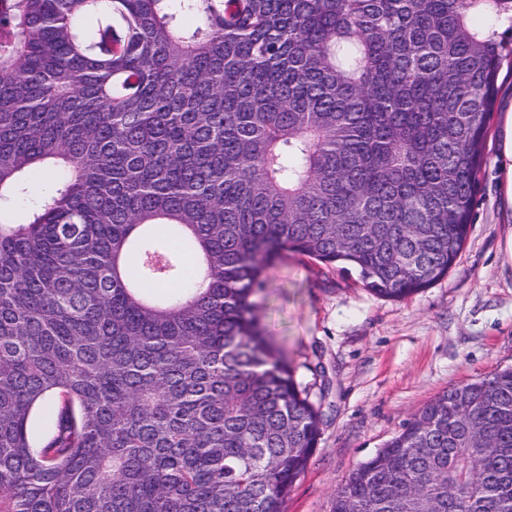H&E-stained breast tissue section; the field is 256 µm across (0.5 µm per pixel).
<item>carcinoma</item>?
I'll list each match as a JSON object with an SVG mask.
<instances>
[{
    "instance_id": "carcinoma-1",
    "label": "carcinoma",
    "mask_w": 512,
    "mask_h": 512,
    "mask_svg": "<svg viewBox=\"0 0 512 512\" xmlns=\"http://www.w3.org/2000/svg\"><path fill=\"white\" fill-rule=\"evenodd\" d=\"M505 21L512 0H0V512H281L322 414L258 329L262 268L344 262L392 300L448 274ZM331 512H512V367L418 409Z\"/></svg>"
}]
</instances>
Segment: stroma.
I'll return each mask as SVG.
<instances>
[{"mask_svg": "<svg viewBox=\"0 0 512 512\" xmlns=\"http://www.w3.org/2000/svg\"><path fill=\"white\" fill-rule=\"evenodd\" d=\"M497 130L472 226L446 277L406 300L378 297L351 268L292 252L269 261L259 326L319 405L323 425L283 512H330L336 486L453 385L512 366V219L498 204Z\"/></svg>", "mask_w": 512, "mask_h": 512, "instance_id": "stroma-1", "label": "stroma"}]
</instances>
